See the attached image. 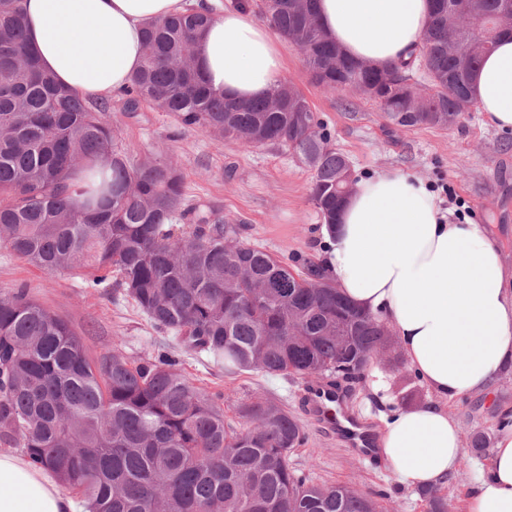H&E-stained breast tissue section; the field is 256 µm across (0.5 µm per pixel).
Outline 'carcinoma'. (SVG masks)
Returning <instances> with one entry per match:
<instances>
[{"instance_id": "1", "label": "carcinoma", "mask_w": 512, "mask_h": 512, "mask_svg": "<svg viewBox=\"0 0 512 512\" xmlns=\"http://www.w3.org/2000/svg\"><path fill=\"white\" fill-rule=\"evenodd\" d=\"M430 2L422 49L386 69L327 39L316 0L257 8L303 54L317 86L375 101L393 126L447 129L475 105L477 67L512 32L488 27L512 0ZM24 13L25 0H0V247L48 273L81 270L89 287L123 291L154 326L227 375L365 378L370 354L390 346L386 326L340 294L319 263L305 259L295 270L244 242L239 225L187 205L172 154L134 161L106 119L109 106L41 68ZM210 22L192 8L146 28L125 111L150 105L183 128L294 152L313 171L311 199L333 229L351 177L347 157L329 146L294 86L246 102L209 87L193 60ZM452 38L461 52L448 51ZM236 413L245 427L226 423L222 404L171 353L92 359L27 287L0 292V447L23 449L90 512H376L350 486L295 472L289 455L304 433L277 399L242 402Z\"/></svg>"}]
</instances>
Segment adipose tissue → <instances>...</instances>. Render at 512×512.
Wrapping results in <instances>:
<instances>
[{"instance_id": "adipose-tissue-1", "label": "adipose tissue", "mask_w": 512, "mask_h": 512, "mask_svg": "<svg viewBox=\"0 0 512 512\" xmlns=\"http://www.w3.org/2000/svg\"><path fill=\"white\" fill-rule=\"evenodd\" d=\"M186 0H26L27 26L44 69L99 99L120 96L142 61L141 30L183 11ZM430 0H318L319 20L346 54L387 68L418 51ZM203 79L239 100L283 80L278 33L255 13L225 9L197 40ZM474 99L487 121L512 129V38L478 68ZM324 268L338 291L388 325L432 400L394 411L379 447L394 479L422 488L447 482L464 454L450 401L489 390L512 369V272L489 230L449 222L435 190L386 171L358 178L324 239ZM0 512H88L25 453L0 450ZM464 512H512V428L476 480Z\"/></svg>"}]
</instances>
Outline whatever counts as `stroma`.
<instances>
[{
    "label": "stroma",
    "mask_w": 512,
    "mask_h": 512,
    "mask_svg": "<svg viewBox=\"0 0 512 512\" xmlns=\"http://www.w3.org/2000/svg\"><path fill=\"white\" fill-rule=\"evenodd\" d=\"M282 55L285 81L304 94L331 146L349 159L354 175L398 169L424 179L440 191L449 219L463 216L485 225L512 267V131L495 128L476 110L449 130L392 126L373 102L316 86L296 49L283 47ZM108 105L110 121L121 130V144L135 161L160 151L176 156L188 205L243 221L244 241L277 258L319 259L324 224L310 197L313 173L292 152L270 146L246 149L230 139L187 130L148 105L135 113L126 112L119 98ZM85 279L82 272H45L0 248V292L27 286L40 304L83 337L90 357L117 350L140 360L171 350L189 377L221 395L224 419L236 427L242 424L237 404L275 397L306 436L290 454L293 468L319 485L359 489L375 500L378 512H428L422 490L400 485L385 464L370 466L305 415L300 398L307 378L258 371L227 376L206 355L176 346L129 297L110 288L87 287ZM344 391L350 410L376 433L392 411L414 409L432 399L397 341L371 366L365 382L347 385ZM448 411L459 420L464 440L478 433L497 438L498 420L512 414V373L498 378L492 394L462 397L450 402ZM465 461L435 488L447 499L448 512H463L469 490L490 458L470 451Z\"/></svg>",
    "instance_id": "obj_1"
}]
</instances>
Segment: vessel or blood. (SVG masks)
Here are the masks:
<instances>
[{"label": "vessel or blood", "instance_id": "vessel-or-blood-1", "mask_svg": "<svg viewBox=\"0 0 512 512\" xmlns=\"http://www.w3.org/2000/svg\"><path fill=\"white\" fill-rule=\"evenodd\" d=\"M339 402L340 397L335 386L327 381H318L308 385L303 408L305 413L324 424L330 433L336 435L358 455L369 459L376 458L372 440L359 423L354 422L347 426L337 423L335 412Z\"/></svg>", "mask_w": 512, "mask_h": 512}]
</instances>
